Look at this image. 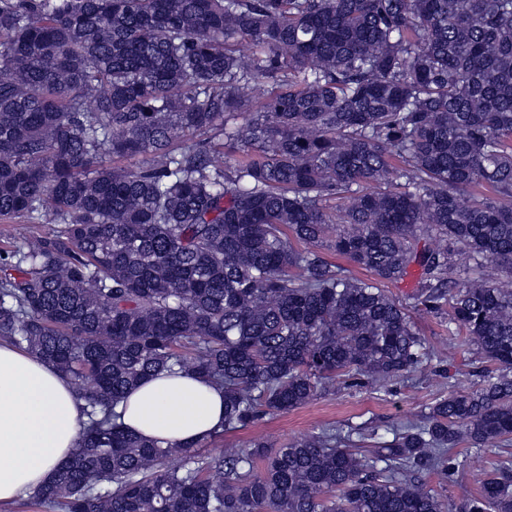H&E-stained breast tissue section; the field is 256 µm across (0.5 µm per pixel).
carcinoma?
I'll list each match as a JSON object with an SVG mask.
<instances>
[{
    "instance_id": "obj_1",
    "label": "carcinoma",
    "mask_w": 512,
    "mask_h": 512,
    "mask_svg": "<svg viewBox=\"0 0 512 512\" xmlns=\"http://www.w3.org/2000/svg\"><path fill=\"white\" fill-rule=\"evenodd\" d=\"M48 216L0 249V340L68 377L88 422L26 507L450 512L417 474L512 441V290L485 273L512 279V0H0V219ZM413 264L480 384L392 440L213 456L116 422L163 371L223 388L225 433L338 379L387 387L427 356L385 290ZM461 512H512V457Z\"/></svg>"
}]
</instances>
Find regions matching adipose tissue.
Masks as SVG:
<instances>
[{"label":"adipose tissue","mask_w":512,"mask_h":512,"mask_svg":"<svg viewBox=\"0 0 512 512\" xmlns=\"http://www.w3.org/2000/svg\"><path fill=\"white\" fill-rule=\"evenodd\" d=\"M70 380L39 357L0 341V506L46 484L83 429ZM124 426L164 445L190 446L220 430L224 393L185 373L154 376L120 402Z\"/></svg>","instance_id":"1"}]
</instances>
